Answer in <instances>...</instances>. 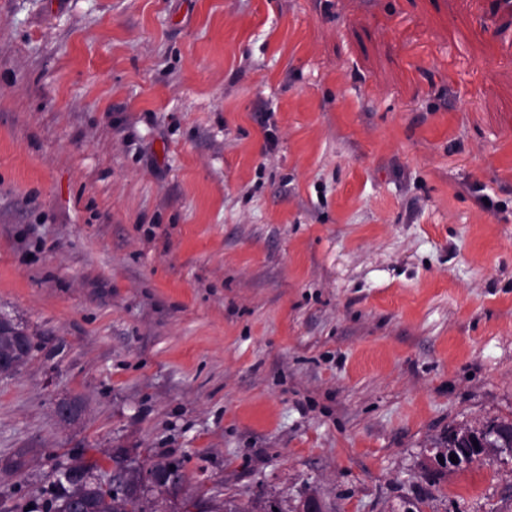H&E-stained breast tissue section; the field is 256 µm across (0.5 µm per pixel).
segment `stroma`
I'll use <instances>...</instances> for the list:
<instances>
[{
  "mask_svg": "<svg viewBox=\"0 0 512 512\" xmlns=\"http://www.w3.org/2000/svg\"><path fill=\"white\" fill-rule=\"evenodd\" d=\"M512 52L475 0H0V512L182 494L512 512ZM81 398L71 424L57 403ZM34 350L33 342L29 334L13 323L12 320L0 317V358L1 364L6 365L4 370L0 371L2 375H9L21 369L31 358ZM490 425L497 429V436L491 437L495 442L496 448H491V446L487 444L488 430L486 427L463 426L456 428L453 432V429L448 431V433L452 432V438L465 440L473 446L472 454L461 462L457 459V463H452L450 460L451 453L448 451V470L457 469L458 466H467L497 458L498 453H500V448H502L501 453H510L511 455L512 422H499ZM473 441H477L478 447L474 446ZM129 460L130 462H128ZM112 462L115 466L126 465L127 469L140 468L129 472L137 489L129 492L124 487L121 489L113 485L108 489H103L93 479L94 475L99 474L97 473L99 467L96 463H90L85 466L87 469L85 473L90 481L80 494L75 496L77 507L83 509L79 512H159L158 501L166 498L164 494H176L182 487V478L179 476L171 478V488L159 482H141V475L144 471L134 459L116 455L112 457ZM133 464L135 465L133 466Z\"/></svg>",
  "mask_w": 512,
  "mask_h": 512,
  "instance_id": "stroma-1",
  "label": "stroma"
}]
</instances>
